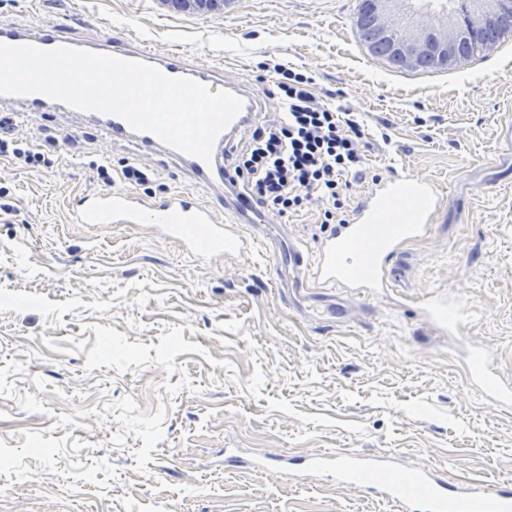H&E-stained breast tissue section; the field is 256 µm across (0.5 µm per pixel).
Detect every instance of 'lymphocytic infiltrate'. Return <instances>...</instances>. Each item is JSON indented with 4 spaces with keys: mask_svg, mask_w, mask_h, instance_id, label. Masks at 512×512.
<instances>
[{
    "mask_svg": "<svg viewBox=\"0 0 512 512\" xmlns=\"http://www.w3.org/2000/svg\"><path fill=\"white\" fill-rule=\"evenodd\" d=\"M260 79L279 95L278 120L257 127L231 167L240 189L265 211L285 215L318 208L322 228L337 223L350 178L365 172L363 150L371 138L361 113L319 93L314 76L281 63H259ZM53 136L35 144L0 116V157L22 168L46 161Z\"/></svg>",
    "mask_w": 512,
    "mask_h": 512,
    "instance_id": "1",
    "label": "lymphocytic infiltrate"
}]
</instances>
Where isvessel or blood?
<instances>
[{"label": "vessel or blood", "instance_id": "1", "mask_svg": "<svg viewBox=\"0 0 512 512\" xmlns=\"http://www.w3.org/2000/svg\"><path fill=\"white\" fill-rule=\"evenodd\" d=\"M0 43H31L43 49L69 46L140 60L157 66L166 76L189 77L213 91H232L243 100L239 113L217 136L207 161L170 148L153 133L133 130L120 116L84 112L83 120L110 141L134 145L141 156L156 162H178L192 175L198 190H177L159 198L128 188L88 191L77 196L72 206L75 223L143 228L206 263L261 247L267 253L276 287L292 285L307 297L346 291L369 299L397 287L399 279L391 271L403 245L426 235L446 205L447 199L434 181L414 175L393 176L367 186L349 219L331 225L329 232L318 238L315 251L300 243L282 249L280 227L272 225L264 210L228 183L225 153L254 126L261 110L262 98L255 87L227 77L222 67L197 61L178 47H149L141 33L127 34L116 43L106 38H77L57 25L33 30L0 24ZM5 102L14 107L13 117L20 122L40 112L66 109L65 104L40 93L0 95V104ZM219 199L224 202L220 210L214 206ZM421 316L451 336L460 335L469 320L463 303H451L439 295L428 299ZM464 362L468 385L494 406L512 408V383L499 375L487 348L466 346ZM292 475L302 482L324 476L388 504L393 512H512L511 485L477 482L462 488L449 483L434 466L404 467L381 453L323 450L305 456Z\"/></svg>", "mask_w": 512, "mask_h": 512}]
</instances>
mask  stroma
<instances>
[{"mask_svg": "<svg viewBox=\"0 0 512 512\" xmlns=\"http://www.w3.org/2000/svg\"><path fill=\"white\" fill-rule=\"evenodd\" d=\"M355 3L238 0L213 19L155 0H0V23L134 29L251 84L267 59L307 70L390 135L368 176L447 196L403 248V287L341 294L349 321L324 324L284 304L263 254L201 263L145 230L73 223V198L103 187L95 163L137 150L64 114L19 123L57 143L39 169L0 159V512H391L331 482L225 469L228 448L389 451L452 482H512V409L468 388L457 342L419 315L430 293L462 300L467 338L512 380V39L450 70H396L360 43Z\"/></svg>", "mask_w": 512, "mask_h": 512, "instance_id": "obj_1", "label": "stroma"}]
</instances>
